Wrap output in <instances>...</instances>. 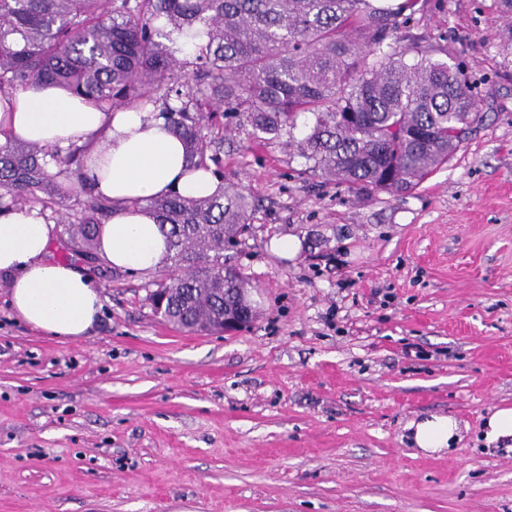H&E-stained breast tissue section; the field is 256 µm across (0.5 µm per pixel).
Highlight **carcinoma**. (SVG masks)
Segmentation results:
<instances>
[{
  "instance_id": "1",
  "label": "carcinoma",
  "mask_w": 512,
  "mask_h": 512,
  "mask_svg": "<svg viewBox=\"0 0 512 512\" xmlns=\"http://www.w3.org/2000/svg\"><path fill=\"white\" fill-rule=\"evenodd\" d=\"M427 0H0V96L58 85L105 112L150 104L190 170L224 179V133L278 143L304 174L358 196L409 191L448 163L480 119L457 50L410 34ZM165 18L166 26L156 25ZM305 133L294 131L300 119ZM84 150L0 143V209L68 223L88 256L112 203L81 177ZM167 243L155 288L166 322L213 331L253 288L224 251L249 234L251 193L152 198Z\"/></svg>"
}]
</instances>
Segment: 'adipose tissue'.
I'll return each mask as SVG.
<instances>
[{"label":"adipose tissue","instance_id":"1","mask_svg":"<svg viewBox=\"0 0 512 512\" xmlns=\"http://www.w3.org/2000/svg\"><path fill=\"white\" fill-rule=\"evenodd\" d=\"M0 129L21 142L84 148V177L112 203L98 226L97 253L109 267L132 274L154 272L167 259L147 200L208 196L219 187L211 172H187L181 138L148 108L105 112L66 89L45 86L1 100ZM53 238L54 227L39 208L0 209V274L10 280L14 310L35 329L76 340L95 323L101 298L77 267L50 258ZM407 428L413 445L430 454L449 452L460 439L457 421L446 415L413 420Z\"/></svg>","mask_w":512,"mask_h":512}]
</instances>
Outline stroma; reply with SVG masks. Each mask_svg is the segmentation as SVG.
Masks as SVG:
<instances>
[{"label":"stroma","mask_w":512,"mask_h":512,"mask_svg":"<svg viewBox=\"0 0 512 512\" xmlns=\"http://www.w3.org/2000/svg\"><path fill=\"white\" fill-rule=\"evenodd\" d=\"M413 33L458 50L481 119L407 193L309 179L281 145L224 144L254 197L234 250L259 315L192 335L145 302L154 274L51 256L95 284L87 336L22 321L0 277V512H512V17L429 0ZM292 234L291 260L271 246ZM457 420L426 454L409 421ZM483 436L487 443L512 440V408H499L490 413L484 423Z\"/></svg>","instance_id":"obj_1"}]
</instances>
